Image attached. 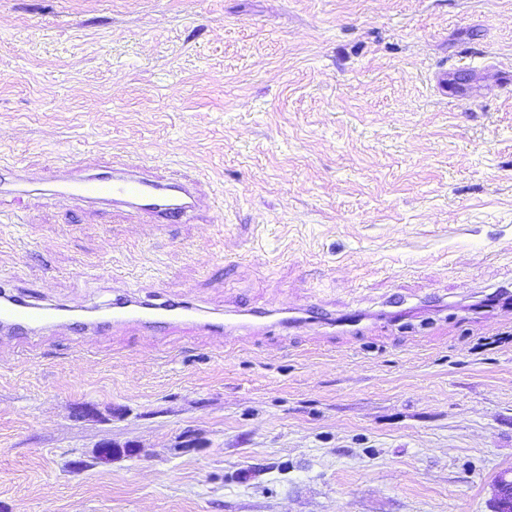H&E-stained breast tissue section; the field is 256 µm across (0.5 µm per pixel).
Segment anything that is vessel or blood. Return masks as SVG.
I'll use <instances>...</instances> for the list:
<instances>
[{"label": "vessel or blood", "instance_id": "obj_1", "mask_svg": "<svg viewBox=\"0 0 512 512\" xmlns=\"http://www.w3.org/2000/svg\"><path fill=\"white\" fill-rule=\"evenodd\" d=\"M7 172L13 187L16 212H23L31 196V178L21 169L11 166ZM58 195L76 205L95 204L113 209H128L147 217L154 224H183L197 211L200 198L198 181L183 173L163 180L145 176L139 163L127 160L102 172L80 167L71 159L57 165L54 177ZM99 315L84 319L71 313L69 307L53 305L13 290L0 291V334L26 337L29 334L63 328L84 335L112 328L135 326L158 336L167 335L179 327H191L211 334H223L225 328L239 330L268 329L264 311L244 309L234 319L205 316L198 304L188 298H161L126 289L113 292L112 300L100 304Z\"/></svg>", "mask_w": 512, "mask_h": 512}]
</instances>
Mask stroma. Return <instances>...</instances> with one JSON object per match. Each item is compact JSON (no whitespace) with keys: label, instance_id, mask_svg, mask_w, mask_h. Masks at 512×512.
Instances as JSON below:
<instances>
[{"label":"stroma","instance_id":"stroma-1","mask_svg":"<svg viewBox=\"0 0 512 512\" xmlns=\"http://www.w3.org/2000/svg\"><path fill=\"white\" fill-rule=\"evenodd\" d=\"M470 64L463 93L439 73ZM512 0H0V163L160 178L148 224L31 198L0 273L91 305L349 332L0 337V512H491L512 477ZM112 444L111 464L95 463Z\"/></svg>","mask_w":512,"mask_h":512}]
</instances>
